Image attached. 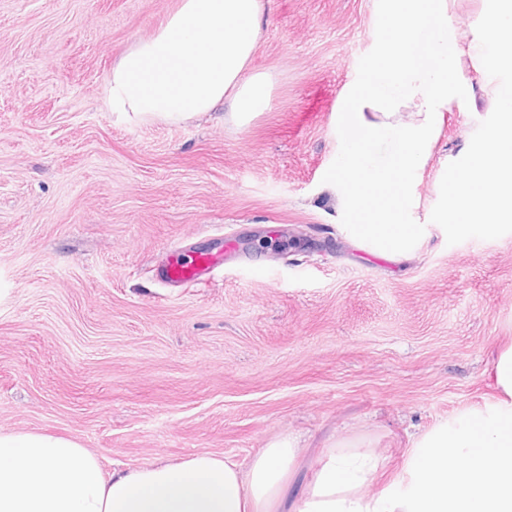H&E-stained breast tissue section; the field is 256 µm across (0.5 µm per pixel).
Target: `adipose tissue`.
Segmentation results:
<instances>
[{"label":"adipose tissue","mask_w":512,"mask_h":512,"mask_svg":"<svg viewBox=\"0 0 512 512\" xmlns=\"http://www.w3.org/2000/svg\"><path fill=\"white\" fill-rule=\"evenodd\" d=\"M263 0H179L112 66L103 103L126 123H183L225 108L244 123L270 104L251 70ZM499 392L415 437L376 492L386 457L366 439L326 448L293 485L298 448L281 438L249 466L201 453L104 474L74 439L0 431V512H512V346L494 361Z\"/></svg>","instance_id":"adipose-tissue-1"}]
</instances>
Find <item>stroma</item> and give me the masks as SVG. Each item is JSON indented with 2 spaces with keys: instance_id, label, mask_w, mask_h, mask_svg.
<instances>
[{
  "instance_id": "stroma-1",
  "label": "stroma",
  "mask_w": 512,
  "mask_h": 512,
  "mask_svg": "<svg viewBox=\"0 0 512 512\" xmlns=\"http://www.w3.org/2000/svg\"><path fill=\"white\" fill-rule=\"evenodd\" d=\"M177 0H0V430L71 437L104 472L298 441L310 472L343 438L397 471L411 436L490 400L512 342V234L448 245L430 214L491 94L447 113L413 185L412 257L360 246L322 177L337 103L375 44L377 0H265L247 125H125L101 103L116 57ZM486 0H448L461 45ZM203 284L158 273L214 232Z\"/></svg>"
}]
</instances>
